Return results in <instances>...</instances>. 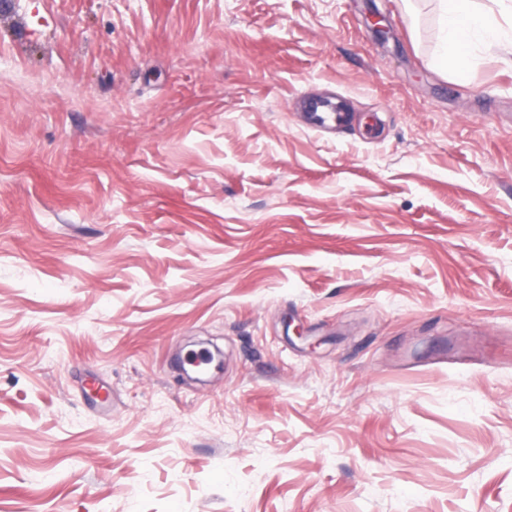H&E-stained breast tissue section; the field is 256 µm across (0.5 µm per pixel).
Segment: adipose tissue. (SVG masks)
<instances>
[{
	"mask_svg": "<svg viewBox=\"0 0 512 512\" xmlns=\"http://www.w3.org/2000/svg\"><path fill=\"white\" fill-rule=\"evenodd\" d=\"M439 50L453 63L457 76L479 63L492 48L512 53V17L502 11L504 0H438Z\"/></svg>",
	"mask_w": 512,
	"mask_h": 512,
	"instance_id": "ef3b65f1",
	"label": "adipose tissue"
}]
</instances>
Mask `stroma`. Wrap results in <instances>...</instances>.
Returning a JSON list of instances; mask_svg holds the SVG:
<instances>
[{"label":"stroma","instance_id":"1","mask_svg":"<svg viewBox=\"0 0 512 512\" xmlns=\"http://www.w3.org/2000/svg\"><path fill=\"white\" fill-rule=\"evenodd\" d=\"M499 55L435 0H0V512H512Z\"/></svg>","mask_w":512,"mask_h":512}]
</instances>
